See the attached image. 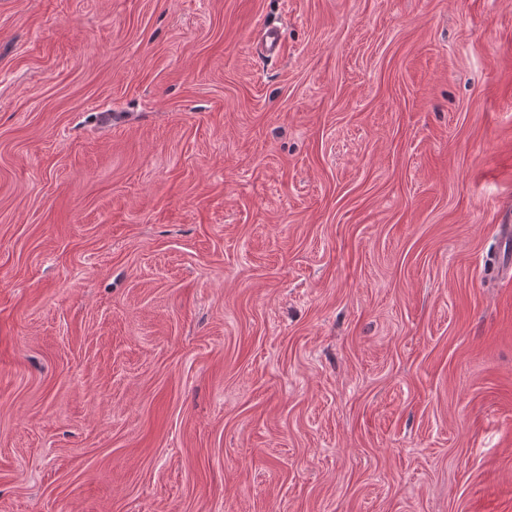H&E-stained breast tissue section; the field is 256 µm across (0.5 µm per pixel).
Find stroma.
<instances>
[{
    "mask_svg": "<svg viewBox=\"0 0 512 512\" xmlns=\"http://www.w3.org/2000/svg\"><path fill=\"white\" fill-rule=\"evenodd\" d=\"M511 213L512 0H0V512H512ZM281 46L279 29L271 23L265 24L260 37V47L263 54L270 58H277L280 56Z\"/></svg>",
    "mask_w": 512,
    "mask_h": 512,
    "instance_id": "obj_1",
    "label": "stroma"
}]
</instances>
